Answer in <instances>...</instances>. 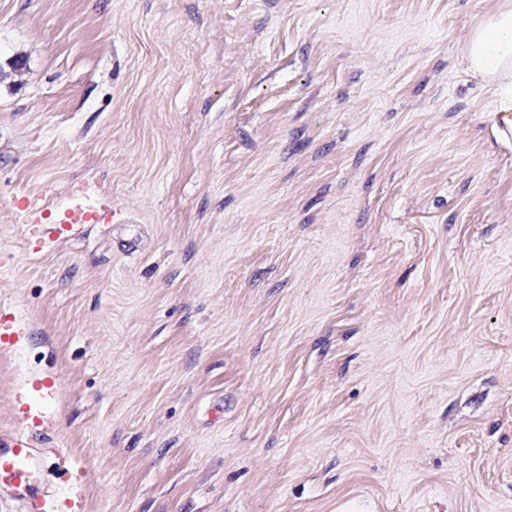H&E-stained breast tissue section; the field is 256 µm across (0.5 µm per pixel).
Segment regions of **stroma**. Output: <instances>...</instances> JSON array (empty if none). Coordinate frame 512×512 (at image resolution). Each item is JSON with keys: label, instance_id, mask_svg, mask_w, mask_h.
<instances>
[{"label": "stroma", "instance_id": "stroma-1", "mask_svg": "<svg viewBox=\"0 0 512 512\" xmlns=\"http://www.w3.org/2000/svg\"><path fill=\"white\" fill-rule=\"evenodd\" d=\"M500 3L0 0V433L52 378L87 512H512ZM468 70L488 82L512 81V1L475 26L466 48ZM70 193L77 200L52 219L46 215V209L28 198L17 201V208L24 212L22 224L43 227L44 244L71 238L86 224H100L110 218L111 212L107 207H103L100 201L91 200V194H98L91 185L78 184L72 187ZM29 330L12 313H0V348L17 349L27 342Z\"/></svg>", "mask_w": 512, "mask_h": 512}]
</instances>
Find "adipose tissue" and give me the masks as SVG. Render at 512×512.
Masks as SVG:
<instances>
[{
    "mask_svg": "<svg viewBox=\"0 0 512 512\" xmlns=\"http://www.w3.org/2000/svg\"><path fill=\"white\" fill-rule=\"evenodd\" d=\"M468 70L489 82L512 79V0L475 26L466 48Z\"/></svg>",
    "mask_w": 512,
    "mask_h": 512,
    "instance_id": "adipose-tissue-1",
    "label": "adipose tissue"
}]
</instances>
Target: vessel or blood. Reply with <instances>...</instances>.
I'll use <instances>...</instances> for the list:
<instances>
[{
  "label": "vessel or blood",
  "mask_w": 512,
  "mask_h": 512,
  "mask_svg": "<svg viewBox=\"0 0 512 512\" xmlns=\"http://www.w3.org/2000/svg\"><path fill=\"white\" fill-rule=\"evenodd\" d=\"M94 187L88 184L73 186L75 201L48 217L45 209L29 199L17 202L23 211L24 223L42 226L47 242L53 243L78 234L88 224L108 220L111 212L95 201ZM29 330L13 314L0 313V348L16 349L27 342ZM28 403L22 407V424L17 429L0 434V491L7 490L13 499L23 503L25 512H86L87 498L81 475L70 477L60 491L47 493L35 483L33 474L41 469L47 456L64 458L63 449L36 447L33 435L44 425L45 410L53 398L54 385L42 380L33 382Z\"/></svg>",
  "instance_id": "obj_1"
}]
</instances>
